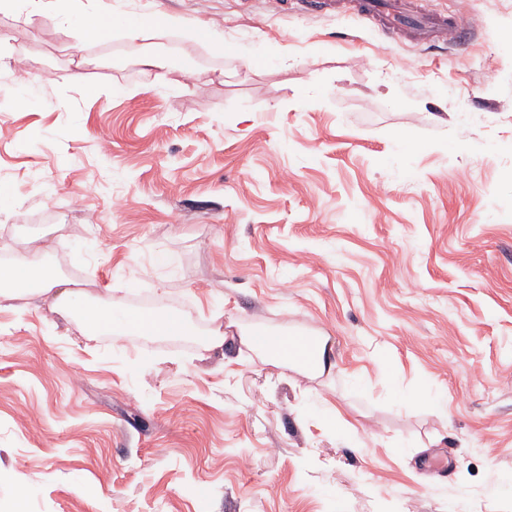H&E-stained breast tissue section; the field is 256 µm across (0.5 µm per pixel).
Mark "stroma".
<instances>
[{
	"label": "stroma",
	"mask_w": 512,
	"mask_h": 512,
	"mask_svg": "<svg viewBox=\"0 0 512 512\" xmlns=\"http://www.w3.org/2000/svg\"><path fill=\"white\" fill-rule=\"evenodd\" d=\"M102 4L225 47L0 12V267L185 332L0 300V512H512V0H424L472 16L426 44L299 0ZM257 328L326 338L324 372ZM88 308L91 309L86 310L85 318H82L86 332H93V328L104 327L109 333H112V329L119 333L131 329L145 335H177L185 329L182 320L172 314L133 318L131 313L117 311L100 304H93ZM267 331H254L250 342L268 352L273 359L291 370L306 375L324 368L325 344L315 345L306 336H273Z\"/></svg>",
	"instance_id": "stroma-1"
}]
</instances>
